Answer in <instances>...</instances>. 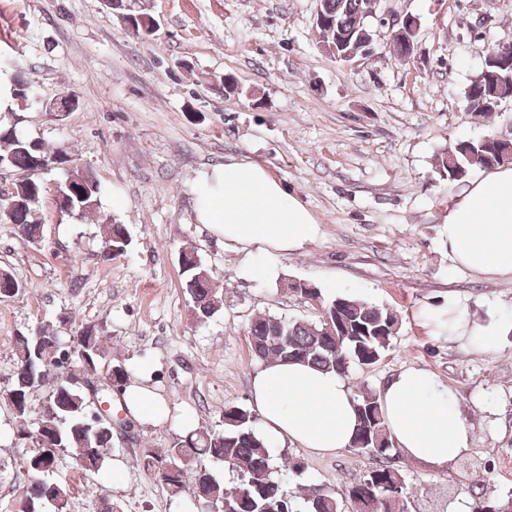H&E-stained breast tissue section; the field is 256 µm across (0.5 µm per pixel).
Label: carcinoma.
I'll return each instance as SVG.
<instances>
[{
	"instance_id": "obj_1",
	"label": "carcinoma",
	"mask_w": 512,
	"mask_h": 512,
	"mask_svg": "<svg viewBox=\"0 0 512 512\" xmlns=\"http://www.w3.org/2000/svg\"><path fill=\"white\" fill-rule=\"evenodd\" d=\"M321 9L328 27H317L320 42L329 49L335 45L339 30L360 33L366 30L367 0H322ZM12 100L24 105H39L41 100L33 86L20 76L13 79ZM512 86H494L479 75L466 92L467 109L472 113L490 116L497 112L498 101ZM41 157L55 158L64 172L57 184L56 202L62 214L85 216L98 207L99 182L94 174L73 163L65 148L49 150L39 140L18 134L13 126H0V163L22 173L14 184L16 199L21 205L3 217L13 224L20 237L29 244L43 240L40 202L43 183L36 177ZM512 141H499L486 136L462 141L451 152L440 156L439 169L452 181H461L475 169L492 170L509 162ZM129 245L125 227L106 223L105 253L112 249L122 252ZM187 265L183 267L185 286L197 317L207 319L224 305L223 297L212 288L208 272L197 254L183 252ZM321 299L326 318L317 320L284 319L264 314L253 319L247 327L252 353L261 363L273 360L309 364L322 370H333L343 376L353 366L370 367L381 360L388 349L398 318L391 310L372 303L355 300L346 295L322 298L321 290L312 289ZM338 321L343 330L332 335L325 319ZM54 326L43 324L31 333L14 337L17 367L14 383L6 396L17 418L23 420L28 412L31 395L46 389L45 413L37 429L28 435L33 446L43 440L57 451L71 453L77 467L97 473L108 460L112 448V425L90 419V404L85 390L72 380L62 377L49 382L53 370H61L69 361V353L60 352L54 339ZM84 362L96 371L107 367L112 385L121 387L126 370L121 365L106 363V350L99 332L87 330ZM358 419L353 441L364 440L378 433L388 435L377 394L366 390L358 398ZM255 417L241 406L224 408V427L220 430L201 428L182 436L161 452L144 451L143 464L157 470L171 468L174 475L165 486L172 494L183 488L188 471L194 473L196 501L202 512H296L295 504L282 484L273 476L274 466L268 448L254 429ZM373 466L338 497L322 488L309 487L304 493V512H343L344 502L353 512H409V496L403 473L394 466L392 448H376L371 455ZM220 463L236 472L239 484L232 488L221 485L206 462ZM58 459L32 451L19 459V466L29 473L43 476L25 499L22 512H70V488L62 480L49 475L57 468ZM473 512H512V499L494 500L487 497L484 487L472 485Z\"/></svg>"
}]
</instances>
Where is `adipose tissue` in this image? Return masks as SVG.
I'll return each mask as SVG.
<instances>
[{
    "label": "adipose tissue",
    "mask_w": 512,
    "mask_h": 512,
    "mask_svg": "<svg viewBox=\"0 0 512 512\" xmlns=\"http://www.w3.org/2000/svg\"><path fill=\"white\" fill-rule=\"evenodd\" d=\"M197 219L225 243L259 253L288 254L319 235L310 210L261 165L228 159L198 186ZM448 253L455 265L483 275L512 274V164L471 182L448 209ZM379 400L394 446L416 460L445 466L470 446L459 396L424 368L385 382ZM252 403L264 442L312 452L348 447L357 427V399L342 375L276 361L252 380Z\"/></svg>",
    "instance_id": "1"
}]
</instances>
